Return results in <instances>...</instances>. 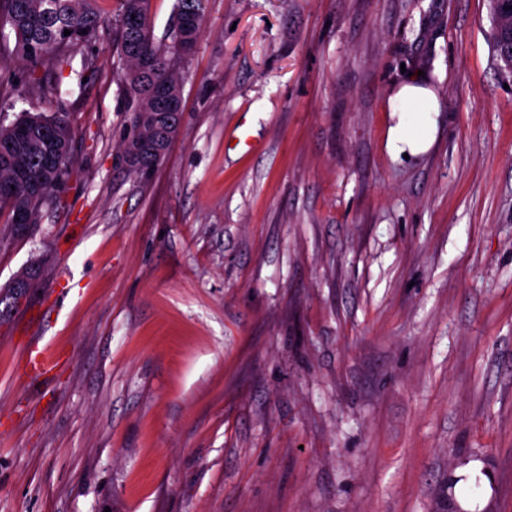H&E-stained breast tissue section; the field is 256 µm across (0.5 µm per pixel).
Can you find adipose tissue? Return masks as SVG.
I'll list each match as a JSON object with an SVG mask.
<instances>
[{"label": "adipose tissue", "instance_id": "ef3b65f1", "mask_svg": "<svg viewBox=\"0 0 512 512\" xmlns=\"http://www.w3.org/2000/svg\"><path fill=\"white\" fill-rule=\"evenodd\" d=\"M389 106L398 121L392 128L389 143L396 154H418L432 145L436 128L426 115L435 111L434 92L416 75L402 82L389 99Z\"/></svg>", "mask_w": 512, "mask_h": 512}]
</instances>
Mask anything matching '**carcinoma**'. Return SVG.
Here are the masks:
<instances>
[{
	"label": "carcinoma",
	"mask_w": 512,
	"mask_h": 512,
	"mask_svg": "<svg viewBox=\"0 0 512 512\" xmlns=\"http://www.w3.org/2000/svg\"><path fill=\"white\" fill-rule=\"evenodd\" d=\"M5 22L0 24V42L14 40L12 53L31 71L41 73L38 87L46 97L58 95L64 72L72 66L76 55H81L83 71L94 69V56L87 48L96 42L108 24L98 13L96 0H8ZM149 0H119L116 35L112 43L114 53L126 62L123 79L129 86L134 110L153 111L154 94L164 86L178 87L182 77L176 70V61L182 57L177 30H172L168 41H158L153 34L148 14ZM178 6L196 18L195 31H200L204 20L206 0H178ZM494 30L493 55L503 65V47L498 39L502 30H512V13L502 10L499 0H492ZM134 19V25L126 23ZM71 34L66 36L64 31ZM182 113L167 116L162 126L164 146L177 133ZM44 128L55 129L68 138L74 137L68 114L24 112L8 125L0 123V185H13L9 196L0 195V210L14 216L16 210L29 208L39 212L51 191L68 173L72 147H67L61 165L44 166V152L49 149L40 137ZM157 138L154 128L140 125L131 119V134L124 139L119 155L128 154L129 145L143 142L147 164L132 167L141 173L154 164L156 155L152 144Z\"/></svg>",
	"instance_id": "1"
}]
</instances>
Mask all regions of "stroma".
Returning <instances> with one entry per match:
<instances>
[{
  "label": "stroma",
  "instance_id": "obj_1",
  "mask_svg": "<svg viewBox=\"0 0 512 512\" xmlns=\"http://www.w3.org/2000/svg\"><path fill=\"white\" fill-rule=\"evenodd\" d=\"M490 0H207L183 119L119 161L111 38L59 100L0 46V122L70 175L0 215V512H512V76ZM422 72L432 147L393 155ZM249 154L233 148L239 131ZM62 354L50 381L27 343ZM492 11L494 30L492 34V50L493 55L502 71L506 70V64L503 59V47L498 39V33L501 30H512V13L502 10L499 0H492ZM503 63L504 65H502Z\"/></svg>",
  "mask_w": 512,
  "mask_h": 512
}]
</instances>
